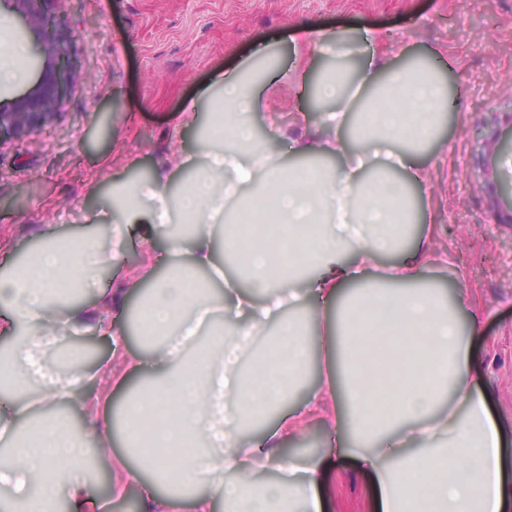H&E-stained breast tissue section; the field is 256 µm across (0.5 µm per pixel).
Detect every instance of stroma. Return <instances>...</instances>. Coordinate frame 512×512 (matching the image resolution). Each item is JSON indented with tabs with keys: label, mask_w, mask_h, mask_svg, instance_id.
I'll return each mask as SVG.
<instances>
[{
	"label": "stroma",
	"mask_w": 512,
	"mask_h": 512,
	"mask_svg": "<svg viewBox=\"0 0 512 512\" xmlns=\"http://www.w3.org/2000/svg\"><path fill=\"white\" fill-rule=\"evenodd\" d=\"M62 9L88 78L57 120L0 144V263L38 245L40 225L85 232L89 206H105L112 183L150 179L170 143L195 150L182 110L197 102L207 120L198 93L219 71L265 60L257 139L285 166L300 164L269 126L321 124L288 101L300 59H323L295 35L298 25L344 33L357 59L382 51L394 67L442 54L440 75L460 109L444 117L443 148L417 157L430 185L412 190L415 233L432 247L419 278L449 293L467 289L482 314L471 361L512 469V223L480 183L487 144L512 125V0H64ZM367 28L381 41H364ZM165 247L149 225H130L115 260L120 275L99 278L87 299L119 294ZM322 494L327 512H372L379 497L371 474L345 453L329 465Z\"/></svg>",
	"instance_id": "35a3bbf8"
}]
</instances>
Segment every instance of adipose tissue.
I'll use <instances>...</instances> for the list:
<instances>
[{"label": "adipose tissue", "mask_w": 512, "mask_h": 512, "mask_svg": "<svg viewBox=\"0 0 512 512\" xmlns=\"http://www.w3.org/2000/svg\"><path fill=\"white\" fill-rule=\"evenodd\" d=\"M364 68L381 81L340 71L317 82L330 132L290 131L303 159L290 168L255 145L252 83L216 76L199 93L222 97L188 179H170L169 168L185 163L172 144L127 202L88 212L87 223L112 225L110 241L49 224L40 246L0 273V335L21 344L0 360L11 385L0 402V512H102L88 486L91 473L112 472L111 455L128 483L154 487L146 512H214L218 502L224 512H324L325 467L337 450L370 471L379 512H512L502 435L472 380L468 338L480 317L468 292L416 284L422 239L400 263L376 264L401 250L414 221L416 151L437 142L442 114L459 103L435 64L394 69L372 56ZM314 156L343 165L329 174L308 165ZM397 167L407 179L393 176ZM129 224L170 237L167 271L147 289L148 317L135 327L148 348L130 365L152 380L114 418L99 408L112 399L108 364L37 390L19 374L44 373L49 350L90 322L113 347L124 343V303L101 298L118 314L105 321L57 291H85L111 267ZM230 258L242 284L224 279ZM317 367L320 382L288 407ZM327 401L345 425L336 449L291 457L279 431L253 435L278 411L299 436ZM268 467L282 479L256 482Z\"/></svg>", "instance_id": "obj_1"}]
</instances>
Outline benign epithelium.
<instances>
[{
    "instance_id": "7a95c632",
    "label": "benign epithelium",
    "mask_w": 512,
    "mask_h": 512,
    "mask_svg": "<svg viewBox=\"0 0 512 512\" xmlns=\"http://www.w3.org/2000/svg\"><path fill=\"white\" fill-rule=\"evenodd\" d=\"M18 18L37 55L39 77L26 93L0 99V140L30 136L52 121L85 78L76 64L62 0H0Z\"/></svg>"
}]
</instances>
